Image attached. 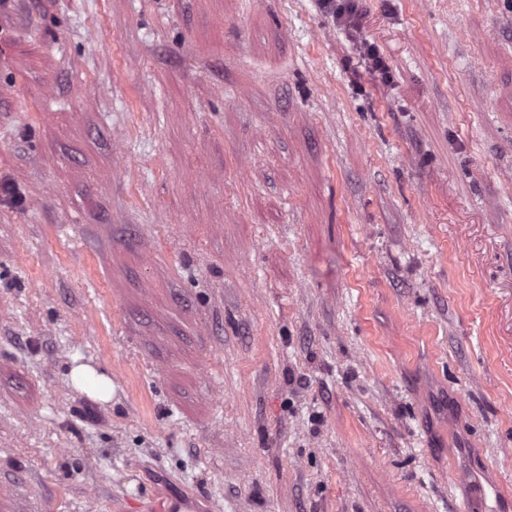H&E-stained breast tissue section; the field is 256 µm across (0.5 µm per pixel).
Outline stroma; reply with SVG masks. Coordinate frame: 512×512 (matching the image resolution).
Instances as JSON below:
<instances>
[{
	"instance_id": "stroma-1",
	"label": "stroma",
	"mask_w": 512,
	"mask_h": 512,
	"mask_svg": "<svg viewBox=\"0 0 512 512\" xmlns=\"http://www.w3.org/2000/svg\"><path fill=\"white\" fill-rule=\"evenodd\" d=\"M365 9L0 11V512H512V0ZM363 0H318L321 8L332 13L333 17L349 30H357L363 17ZM365 70L373 76L381 77L384 80L389 78L388 68L385 60L380 56L372 44L364 43L361 52Z\"/></svg>"
}]
</instances>
